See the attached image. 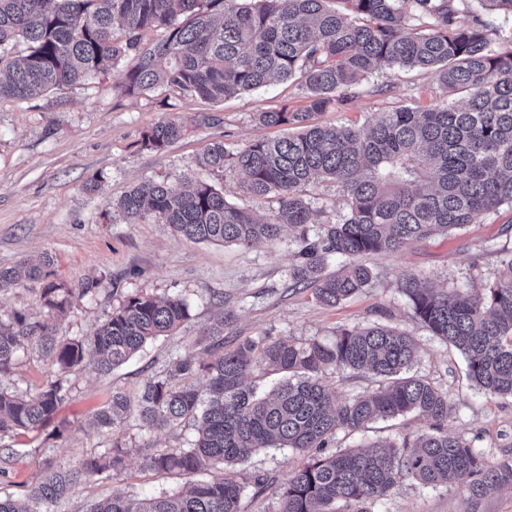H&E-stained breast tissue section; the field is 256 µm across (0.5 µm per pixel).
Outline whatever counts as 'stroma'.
<instances>
[{
    "instance_id": "35a3bbf8",
    "label": "stroma",
    "mask_w": 512,
    "mask_h": 512,
    "mask_svg": "<svg viewBox=\"0 0 512 512\" xmlns=\"http://www.w3.org/2000/svg\"><path fill=\"white\" fill-rule=\"evenodd\" d=\"M119 78L111 69L29 98L0 99V267L19 270L50 260L51 280L73 292L65 311L56 315L40 302L43 281L20 278L0 295V317L20 312L29 322L55 324L62 338L81 339L94 335L125 296L148 294L182 297L189 318L174 334L148 345L109 375L83 365L58 376L36 346L28 345L0 386L33 394L59 380L67 396L52 426L12 440L17 457L8 477L0 476L1 497L23 498L47 461L71 464L113 447L124 452V468L107 478L86 480L57 512H87L91 503L115 491L143 497L181 492L196 483L197 475L156 472L143 464L157 449L185 446L193 429L150 431L132 415L114 432L91 428L88 421L114 392L137 395L147 381L162 374L171 356L206 360L203 333L219 317L225 320L228 351L247 337L302 342L330 339L344 326H396L418 344L414 372L448 392L449 433L472 440L488 464L512 459V398L486 395L471 384L464 357L432 336L399 288L407 274L441 288L492 283L501 259L512 253V206H502L452 235L434 236L394 254L364 256L373 272L370 282L350 299L326 306L311 291L290 288L297 228H285L268 245L196 243L166 224L127 223L114 207L134 186L197 178L256 216L275 211L274 200L246 193L238 170L228 167L216 173L200 160L216 141L243 147L257 139L286 136L288 127L259 126L255 115L303 109L307 99L297 81L211 103L163 85L127 96L116 87ZM444 98L434 77L387 71L363 81L360 95L345 109H327L316 119L360 124L377 112L401 105L427 107ZM167 119L183 125L182 138L161 151L144 147V133ZM92 281L98 293L76 297V290ZM428 429L426 419L409 415L375 422L351 436L337 434L334 445L391 441ZM299 461L291 449L266 448L239 465L235 475L244 487L240 512H275L278 488ZM259 477L267 479L266 489L256 487ZM375 512H512V487L474 499L462 484L431 488L406 479Z\"/></svg>"
}]
</instances>
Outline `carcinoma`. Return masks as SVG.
<instances>
[{
  "mask_svg": "<svg viewBox=\"0 0 512 512\" xmlns=\"http://www.w3.org/2000/svg\"><path fill=\"white\" fill-rule=\"evenodd\" d=\"M0 0V98L32 97L73 84L131 51L137 62L116 84L139 94L159 84L211 102L302 78L309 104L297 112L256 116L264 127L293 132L234 148L217 141L204 166H231L245 175L248 193L274 197L278 209L262 220L224 198L212 185L186 179L131 188L118 202L127 221L170 225L207 243L270 244L286 224L307 227V187L336 184L345 211L313 236L302 232L295 290L313 289L333 306L371 278L358 258L398 253L436 235L447 236L487 213L512 206V31L491 26L486 14L512 18V0ZM120 27L125 39L115 36ZM165 37L143 45L147 33ZM30 44L13 56L6 45ZM416 69L433 75L460 100L379 112L362 125L320 124L315 114L345 107L370 75ZM183 126L160 121L143 137L160 151L179 140ZM333 258L338 270L326 271ZM400 290L433 336L465 357L468 377L486 395L512 397V255L483 287L439 289L417 274ZM49 310L64 311L69 296L54 282L42 289ZM189 317L179 296L133 294L86 339H58L56 326L29 323L15 312L0 320V378L10 376L25 342L35 340L60 374L82 362L110 373ZM210 359L173 357L163 377L148 381L137 407L152 430L192 423L184 448H161L144 460L150 469L213 472L189 491L140 497L123 492L89 512H239L243 487L234 469L264 448L300 456L279 491L276 512H373L405 478L423 486L453 487L469 479L471 497L512 486V462L488 465L462 436L448 434V394L411 373L416 345L389 325L342 327L329 341L244 339L224 351V321L206 332ZM262 368L279 375L261 391L246 382ZM329 370L362 371L375 386L336 399L324 384ZM203 371L207 384L192 382ZM67 396L55 381L31 395L0 387V473L13 465L7 441L52 422ZM131 399L114 392L92 425L120 428ZM416 415L429 431L397 442L329 450L336 434L360 431L379 419ZM120 449L76 464L47 462L24 504L0 498V512H55L81 482L118 470Z\"/></svg>",
  "mask_w": 512,
  "mask_h": 512,
  "instance_id": "1",
  "label": "carcinoma"
}]
</instances>
